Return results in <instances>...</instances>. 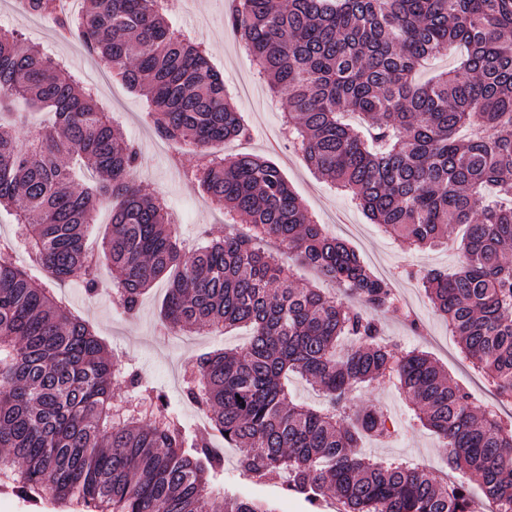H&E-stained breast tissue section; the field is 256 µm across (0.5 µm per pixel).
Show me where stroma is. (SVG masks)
Here are the masks:
<instances>
[{"instance_id":"obj_1","label":"stroma","mask_w":512,"mask_h":512,"mask_svg":"<svg viewBox=\"0 0 512 512\" xmlns=\"http://www.w3.org/2000/svg\"><path fill=\"white\" fill-rule=\"evenodd\" d=\"M228 0H179L171 14L173 27L189 32L202 42L210 60L224 77L225 88L238 111L250 125V139L232 141L226 154L252 152L271 158L283 171L292 189L309 214L325 224L329 233L347 241L364 264L381 260L397 273L392 287L400 303L398 309L381 315L386 339L403 349L428 353L468 390L476 403L485 395L477 384L478 374L461 352L455 336L437 316L426 296L421 277L426 270L453 271L459 264L460 232L448 230V245L436 251L408 249L372 223L343 193L318 178L283 136L285 104L260 79L250 58L233 31L225 24ZM0 28L19 31L29 43L53 57L66 61L80 81H97L99 101L111 112L115 126L141 150L135 179L142 189L163 198L178 238L192 249L206 240L223 235L224 212L210 204L197 183L184 178L185 169L196 163L194 152L178 149L154 131L146 102L126 88L116 77L101 73L98 61L72 38L60 37L53 26L34 28L31 17L22 13L15 0H0ZM65 298L74 311L87 319L106 343L115 359L132 366L142 378L164 395L187 429H194V408L185 403L178 376L203 353L241 348L244 332L217 336L208 330L178 335L167 332L160 320L166 282H157L145 296L139 310L126 314L112 305V274L101 272L98 287L87 291L83 284L64 283ZM356 409L387 411L396 423L397 434L388 443H369L365 451L377 459L403 458L430 469L436 477L448 471V451L435 435L414 420L409 406L392 383L383 382L358 390L352 398ZM236 449L224 451V486L243 496L272 502L276 512H308L305 503L287 495L282 480L242 481Z\"/></svg>"}]
</instances>
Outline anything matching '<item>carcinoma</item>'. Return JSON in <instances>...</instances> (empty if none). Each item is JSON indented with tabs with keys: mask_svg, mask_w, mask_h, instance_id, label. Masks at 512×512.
Returning a JSON list of instances; mask_svg holds the SVG:
<instances>
[{
	"mask_svg": "<svg viewBox=\"0 0 512 512\" xmlns=\"http://www.w3.org/2000/svg\"><path fill=\"white\" fill-rule=\"evenodd\" d=\"M18 2L144 97L159 137L202 152L186 176L224 209V223L244 217L251 233L185 248L164 202L135 180L138 148L94 93L0 29V213L43 274L17 265L15 243L0 239V475L11 490L33 502L74 499L87 512H275L217 485L220 438L255 480L287 474L284 491L311 512L328 500L336 512H474L469 485L364 453V439L396 428L387 412L353 409L350 395L388 380L443 440L448 468L476 476L493 512H512V415L477 406L429 355L381 338L376 315L392 308V286L312 219L276 163L213 153L250 129L201 44L172 27L158 0H89L77 18L57 0ZM226 22L285 97L288 138L316 175L410 248L444 245L448 226L465 227L459 270L431 269L423 287L496 403L511 405L512 0H232ZM442 54L456 67L415 83ZM36 111L52 121L19 141ZM106 202L101 251L121 309L135 311L164 280L166 328L250 331L245 349L207 353L184 372L183 395L208 432L188 434L54 293L73 280L97 287L86 235ZM269 239L358 306L295 286L264 249ZM294 374L322 391L324 407L292 400ZM117 383L131 391L120 419Z\"/></svg>",
	"mask_w": 512,
	"mask_h": 512,
	"instance_id": "1",
	"label": "carcinoma"
}]
</instances>
